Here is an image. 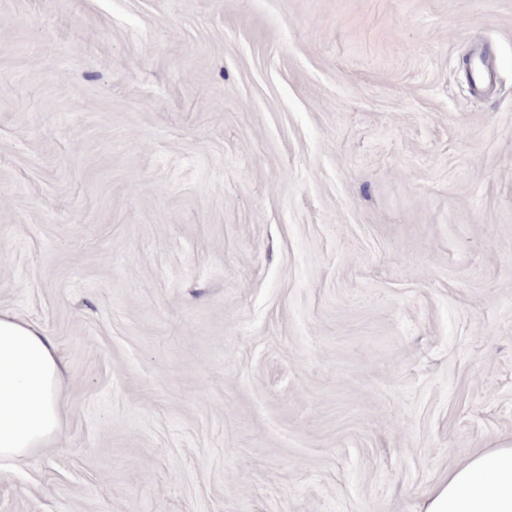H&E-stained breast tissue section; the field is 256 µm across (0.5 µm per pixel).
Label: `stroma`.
<instances>
[{"label": "stroma", "instance_id": "1", "mask_svg": "<svg viewBox=\"0 0 512 512\" xmlns=\"http://www.w3.org/2000/svg\"><path fill=\"white\" fill-rule=\"evenodd\" d=\"M0 312V512H419L512 441V0H0ZM66 371L38 327L0 312V461L26 457L60 432Z\"/></svg>", "mask_w": 512, "mask_h": 512}]
</instances>
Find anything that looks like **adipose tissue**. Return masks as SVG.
<instances>
[{
  "mask_svg": "<svg viewBox=\"0 0 512 512\" xmlns=\"http://www.w3.org/2000/svg\"><path fill=\"white\" fill-rule=\"evenodd\" d=\"M66 371L38 327L0 312V461L28 456L59 433ZM421 512H512V443L451 470L425 493Z\"/></svg>",
  "mask_w": 512,
  "mask_h": 512,
  "instance_id": "ef3b65f1",
  "label": "adipose tissue"
}]
</instances>
